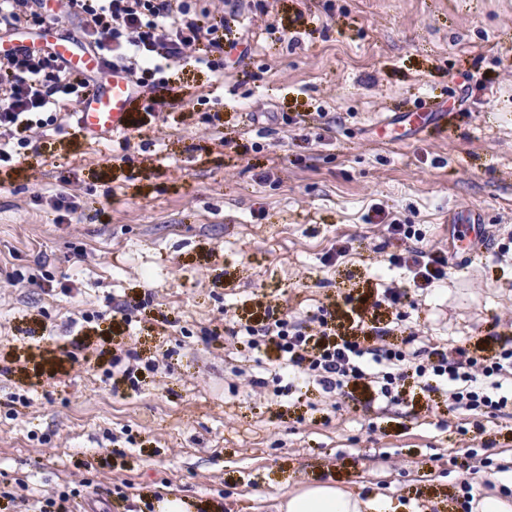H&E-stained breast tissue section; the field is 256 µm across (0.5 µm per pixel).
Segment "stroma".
Segmentation results:
<instances>
[{
	"label": "stroma",
	"mask_w": 512,
	"mask_h": 512,
	"mask_svg": "<svg viewBox=\"0 0 512 512\" xmlns=\"http://www.w3.org/2000/svg\"><path fill=\"white\" fill-rule=\"evenodd\" d=\"M265 3L192 0L223 9L237 46L220 72L174 64L170 117L139 112L127 149L61 107L0 164V512L62 494L67 512H153L171 492L275 512L316 479L392 512H463L461 481L477 497L512 475V408L454 411L412 378L395 402L327 394L229 333L284 314L315 335L325 311L362 338L394 324L379 302L395 283L409 351L512 338V0ZM429 101L441 116L406 132ZM469 208L487 237L460 258L471 229L448 216ZM407 247L450 252L447 279L409 288L392 260ZM129 349L133 382L112 366ZM473 449L492 467L470 473Z\"/></svg>",
	"instance_id": "obj_1"
}]
</instances>
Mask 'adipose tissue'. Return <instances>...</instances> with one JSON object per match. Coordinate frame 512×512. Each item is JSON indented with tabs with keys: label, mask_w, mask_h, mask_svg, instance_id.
Instances as JSON below:
<instances>
[{
	"label": "adipose tissue",
	"mask_w": 512,
	"mask_h": 512,
	"mask_svg": "<svg viewBox=\"0 0 512 512\" xmlns=\"http://www.w3.org/2000/svg\"><path fill=\"white\" fill-rule=\"evenodd\" d=\"M277 512H388L381 498L364 500L343 486L330 481L299 485L278 499Z\"/></svg>",
	"instance_id": "obj_1"
}]
</instances>
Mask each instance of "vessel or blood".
Listing matches in <instances>:
<instances>
[{"instance_id": "vessel-or-blood-1", "label": "vessel or blood", "mask_w": 512, "mask_h": 512, "mask_svg": "<svg viewBox=\"0 0 512 512\" xmlns=\"http://www.w3.org/2000/svg\"><path fill=\"white\" fill-rule=\"evenodd\" d=\"M41 44L50 46L53 53L71 67L99 72L102 83L92 88L80 109L78 124L86 138L127 131L138 103V95L130 76L119 69L105 70L99 55L86 51L76 42L58 37L52 29L42 30Z\"/></svg>"}]
</instances>
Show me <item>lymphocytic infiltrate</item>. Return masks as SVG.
<instances>
[{
  "label": "lymphocytic infiltrate",
  "mask_w": 512,
  "mask_h": 512,
  "mask_svg": "<svg viewBox=\"0 0 512 512\" xmlns=\"http://www.w3.org/2000/svg\"><path fill=\"white\" fill-rule=\"evenodd\" d=\"M50 12H42L43 0H0V28H17L21 21L43 26L46 21L77 16L88 48L104 59L105 68H124L137 86L149 90L145 111L154 115L170 113L174 107L165 91L166 73L171 65L188 60L224 67L225 20L222 12L192 14L188 0H55ZM90 88L86 74L72 70L50 50H18L0 56V161H11L14 148H27L36 130L45 128L43 112L60 102L81 106ZM414 288L427 290L448 274V255L434 249H412L403 259ZM245 335L268 337L286 353L294 372L317 379L325 391L344 383L369 381L382 396L394 397L411 377L425 379V391H447L459 410L507 407V397L492 398L477 387L478 376L501 372L512 349L495 355H479L458 347L434 349L409 359L394 345L365 347L358 337L324 342L312 341L301 330L291 329L287 320L276 318L261 327L244 326ZM387 363L388 371H371L365 357Z\"/></svg>",
  "instance_id": "1"
}]
</instances>
